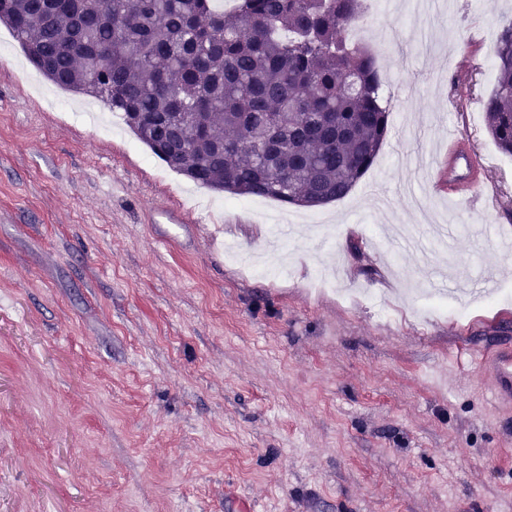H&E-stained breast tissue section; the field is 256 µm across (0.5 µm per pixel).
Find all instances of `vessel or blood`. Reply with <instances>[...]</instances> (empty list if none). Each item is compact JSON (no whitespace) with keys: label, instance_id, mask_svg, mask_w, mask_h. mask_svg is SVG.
I'll use <instances>...</instances> for the list:
<instances>
[{"label":"vessel or blood","instance_id":"b4317fda","mask_svg":"<svg viewBox=\"0 0 512 512\" xmlns=\"http://www.w3.org/2000/svg\"><path fill=\"white\" fill-rule=\"evenodd\" d=\"M466 168V182H458L456 173ZM489 166L484 158L476 153L461 134H454L448 140V150L442 160L440 175L444 179V188L449 194L459 195L460 189H467V197L461 203L466 207H487V183ZM150 221L154 224L169 225L170 230L164 236L165 241L180 239L193 219L191 213L182 207L165 205L150 212ZM482 364L494 377L495 397L500 404L512 407V349L491 350L479 357Z\"/></svg>","mask_w":512,"mask_h":512}]
</instances>
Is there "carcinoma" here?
<instances>
[{
    "instance_id": "carcinoma-1",
    "label": "carcinoma",
    "mask_w": 512,
    "mask_h": 512,
    "mask_svg": "<svg viewBox=\"0 0 512 512\" xmlns=\"http://www.w3.org/2000/svg\"><path fill=\"white\" fill-rule=\"evenodd\" d=\"M0 0V23L58 87L122 113L171 169L297 207L346 197L387 136L384 82L346 31L365 0ZM485 125L512 157V20Z\"/></svg>"
}]
</instances>
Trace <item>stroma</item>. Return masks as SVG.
I'll return each instance as SVG.
<instances>
[{
    "mask_svg": "<svg viewBox=\"0 0 512 512\" xmlns=\"http://www.w3.org/2000/svg\"><path fill=\"white\" fill-rule=\"evenodd\" d=\"M415 0L368 17L388 136L350 194L303 210L280 253L258 199L198 189L197 232L161 245L147 207L185 175L125 125L14 64L0 24V512H512V409L479 354L512 347V208L459 206L437 158L475 144L502 196L512 157L484 123L512 0ZM465 225L436 244L424 220ZM286 279L250 276L225 243ZM341 263L333 292L322 266ZM454 275L450 312L419 294Z\"/></svg>",
    "mask_w": 512,
    "mask_h": 512,
    "instance_id": "stroma-1",
    "label": "stroma"
}]
</instances>
